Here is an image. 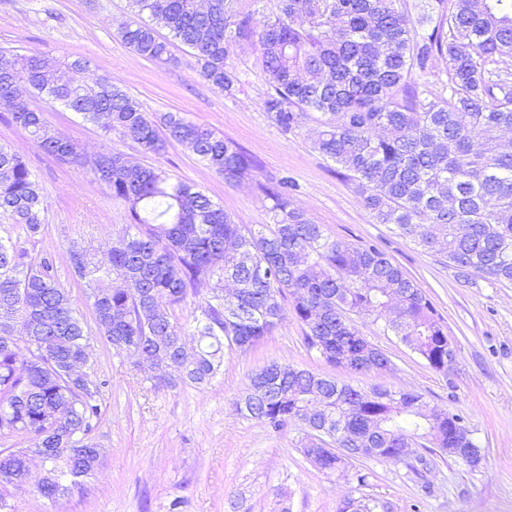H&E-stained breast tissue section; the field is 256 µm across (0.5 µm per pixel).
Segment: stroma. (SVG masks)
<instances>
[{
	"instance_id": "stroma-1",
	"label": "stroma",
	"mask_w": 512,
	"mask_h": 512,
	"mask_svg": "<svg viewBox=\"0 0 512 512\" xmlns=\"http://www.w3.org/2000/svg\"><path fill=\"white\" fill-rule=\"evenodd\" d=\"M131 18L127 0H0V50L84 59L86 67L73 74L76 82L109 78L146 111L183 113L238 143L257 160V169L228 183L183 145L149 154L131 138L106 137L99 125L32 97L30 107L43 109L50 124L80 146L82 161L45 154L9 117H0V144L24 156L46 207L39 236L28 238L0 217V238L29 257L51 256L59 281L88 318L83 289L70 275V252L93 240L116 241L128 222L126 206L93 176L92 161L104 148L193 182L249 227L270 223L265 190L286 178L296 185L294 205L331 238L380 248L418 283L444 322L456 357L448 373L433 371L395 336L359 317L361 333L389 353L391 367L369 376L335 372L307 346L288 306L271 334L226 357L223 372L208 386L157 390L152 369L92 338L91 378L100 389L102 416L90 437L103 450L102 462L86 493L53 504L30 489L13 497L15 512H338L344 499L363 494L388 501L392 512H512V284L458 279L444 257L375 223L345 171L314 150L317 120L285 133L262 112L267 85L250 46L231 57L242 85L228 99L199 78L195 57L180 42H171L166 64L135 55L116 34ZM270 360L332 371L362 388L416 391L462 415L483 458L472 467L431 453L419 475L372 459L324 473L300 450L303 426L276 431L237 411L249 374Z\"/></svg>"
}]
</instances>
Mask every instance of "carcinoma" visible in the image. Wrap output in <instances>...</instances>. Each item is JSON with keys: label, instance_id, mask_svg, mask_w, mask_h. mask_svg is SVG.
Returning a JSON list of instances; mask_svg holds the SVG:
<instances>
[{"label": "carcinoma", "instance_id": "1", "mask_svg": "<svg viewBox=\"0 0 512 512\" xmlns=\"http://www.w3.org/2000/svg\"><path fill=\"white\" fill-rule=\"evenodd\" d=\"M236 0H128L139 22L118 36L138 56L168 63L167 28L189 48L205 82L233 99L241 79L230 63L235 47L259 52L268 90L260 107L284 132L321 116L314 149L349 172L378 224L438 252L465 280L479 275L512 282V71L488 62L512 59V0H444L409 9L401 0H277L278 13L255 20ZM38 52L0 54V112L47 154L78 162V146L52 128L44 112L18 94L23 84L58 102L106 134L129 135L146 153L182 144L235 183L257 168L235 142L179 112L147 113L105 79L75 83ZM447 77L448 96H419L415 77ZM94 177L128 210L124 247L89 245L70 253L97 335L118 352L159 367L154 387H204L225 356L253 347L282 321L281 299L309 348L352 375L377 373L390 357L362 336L351 315H365L398 337L437 371L454 348L419 285L373 246L333 239L291 200L294 182L269 189L273 223L237 224L196 185L107 151ZM45 212L39 183L23 157L0 145V216L30 237ZM210 299L181 322L175 307L201 290ZM91 357L90 331L71 291L47 256L0 239V439L24 437L49 464L36 484L50 501L81 494L101 462L89 434L101 418L99 387L70 378L67 367ZM366 389L286 363L269 361L249 375L238 412L274 430L302 422L321 437L302 452L336 472L362 459L403 463L401 449H444L458 414L413 391ZM348 452L342 453L340 449ZM24 448H0V512L26 490ZM338 512H390L380 499L347 498Z\"/></svg>", "mask_w": 512, "mask_h": 512}]
</instances>
